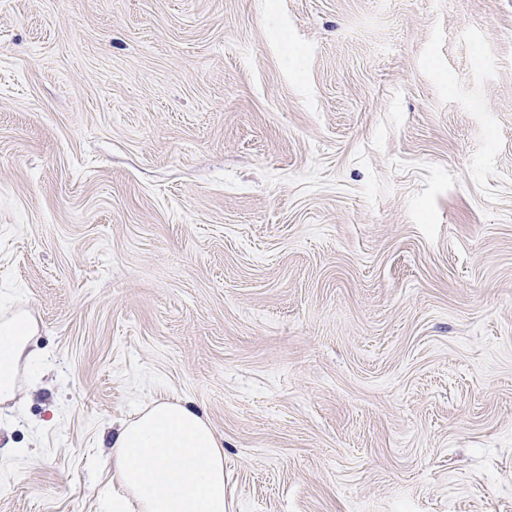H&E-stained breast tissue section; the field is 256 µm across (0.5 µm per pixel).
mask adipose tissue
<instances>
[{
    "instance_id": "1",
    "label": "adipose tissue",
    "mask_w": 512,
    "mask_h": 512,
    "mask_svg": "<svg viewBox=\"0 0 512 512\" xmlns=\"http://www.w3.org/2000/svg\"><path fill=\"white\" fill-rule=\"evenodd\" d=\"M36 320L0 318V402L16 397L20 363L31 350ZM112 476L135 512H225L224 448L210 424L178 402L157 401L123 421L112 436Z\"/></svg>"
}]
</instances>
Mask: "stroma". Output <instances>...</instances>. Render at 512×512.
<instances>
[{"mask_svg": "<svg viewBox=\"0 0 512 512\" xmlns=\"http://www.w3.org/2000/svg\"><path fill=\"white\" fill-rule=\"evenodd\" d=\"M0 512H104L112 426L225 512H512V0H0ZM37 330L36 320L29 314L1 316L0 319V402L16 397V380L21 359L28 365L41 362L42 356L29 350L30 339ZM223 447L195 410L157 401L112 434V477L135 512H225Z\"/></svg>", "mask_w": 512, "mask_h": 512, "instance_id": "35a3bbf8", "label": "stroma"}]
</instances>
